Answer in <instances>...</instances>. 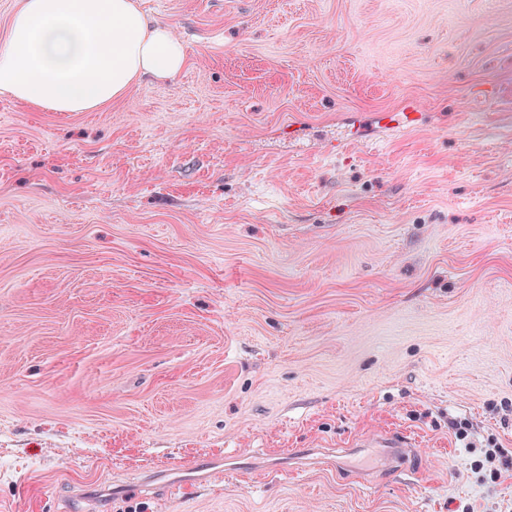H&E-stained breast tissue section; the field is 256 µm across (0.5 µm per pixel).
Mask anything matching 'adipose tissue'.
<instances>
[{
	"label": "adipose tissue",
	"mask_w": 512,
	"mask_h": 512,
	"mask_svg": "<svg viewBox=\"0 0 512 512\" xmlns=\"http://www.w3.org/2000/svg\"><path fill=\"white\" fill-rule=\"evenodd\" d=\"M185 60L181 39L136 0H22L0 43V95L87 112L172 78Z\"/></svg>",
	"instance_id": "ef3b65f1"
}]
</instances>
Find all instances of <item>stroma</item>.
<instances>
[{
    "instance_id": "35a3bbf8",
    "label": "stroma",
    "mask_w": 512,
    "mask_h": 512,
    "mask_svg": "<svg viewBox=\"0 0 512 512\" xmlns=\"http://www.w3.org/2000/svg\"><path fill=\"white\" fill-rule=\"evenodd\" d=\"M139 2L173 78L0 95V512H512V0ZM408 443L396 436H385L374 439L370 444L371 448H386V453L395 460L396 466L405 465L411 458V450ZM246 468L238 466L235 462H227L224 468V460L214 458H200L189 468L169 474L152 473L144 477L142 486L157 490L168 488L169 490L183 485H202L210 482L217 474L232 476L243 472Z\"/></svg>"
}]
</instances>
